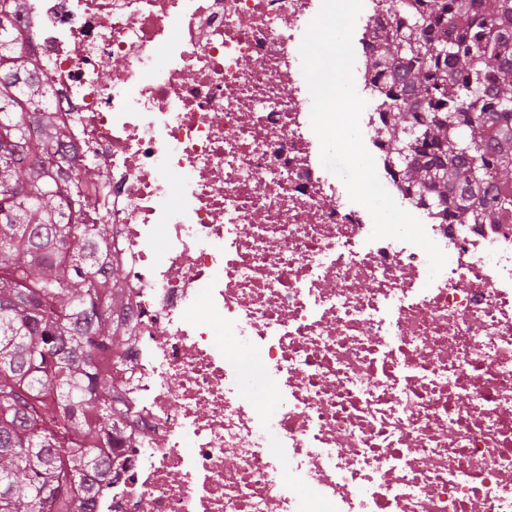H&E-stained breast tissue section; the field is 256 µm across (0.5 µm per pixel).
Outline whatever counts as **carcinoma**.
Masks as SVG:
<instances>
[{
  "mask_svg": "<svg viewBox=\"0 0 512 512\" xmlns=\"http://www.w3.org/2000/svg\"><path fill=\"white\" fill-rule=\"evenodd\" d=\"M0 0V512H88V473L126 411L112 354L127 335L120 265L90 223L101 177L65 171L68 124ZM369 62L376 136L403 141L406 190L457 224L512 213V0H391Z\"/></svg>",
  "mask_w": 512,
  "mask_h": 512,
  "instance_id": "carcinoma-1",
  "label": "carcinoma"
}]
</instances>
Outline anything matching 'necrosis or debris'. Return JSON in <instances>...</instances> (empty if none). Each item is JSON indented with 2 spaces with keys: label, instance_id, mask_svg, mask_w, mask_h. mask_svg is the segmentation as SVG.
<instances>
[{
  "label": "necrosis or debris",
  "instance_id": "obj_1",
  "mask_svg": "<svg viewBox=\"0 0 512 512\" xmlns=\"http://www.w3.org/2000/svg\"><path fill=\"white\" fill-rule=\"evenodd\" d=\"M320 6L14 2L126 269L94 512H512V219H429L433 280L371 240L298 95Z\"/></svg>",
  "mask_w": 512,
  "mask_h": 512
}]
</instances>
